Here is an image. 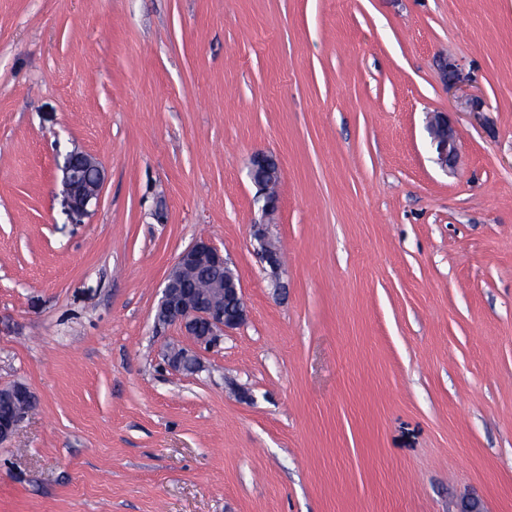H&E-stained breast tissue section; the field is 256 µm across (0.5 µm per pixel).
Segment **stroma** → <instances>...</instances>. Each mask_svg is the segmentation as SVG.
Here are the masks:
<instances>
[{
	"mask_svg": "<svg viewBox=\"0 0 512 512\" xmlns=\"http://www.w3.org/2000/svg\"><path fill=\"white\" fill-rule=\"evenodd\" d=\"M74 150L104 170L83 213ZM199 238L248 317L181 375L154 310ZM13 382L0 512H512V0H0ZM430 144L437 154V163L448 171L457 154V134L453 126L448 122L446 112H434L428 124ZM61 171L65 192L73 209L83 211L99 199L104 176L91 155L83 152L68 154ZM272 159L273 162L270 160ZM264 166L268 179L265 182H252L256 189V197L263 201L261 220L251 226V237L257 244L258 252L266 263L268 276L274 288H280L282 261L279 251L270 245L269 226L275 223L279 213L280 201L277 187L280 181V167L276 159L264 152H258L251 158V168ZM11 409L0 414V442L10 440L25 415L34 407L36 400L31 390L23 383L0 385V403Z\"/></svg>",
	"mask_w": 512,
	"mask_h": 512,
	"instance_id": "obj_1",
	"label": "stroma"
}]
</instances>
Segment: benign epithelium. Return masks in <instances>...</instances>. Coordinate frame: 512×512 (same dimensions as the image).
I'll list each match as a JSON object with an SVG mask.
<instances>
[{"instance_id": "obj_1", "label": "benign epithelium", "mask_w": 512, "mask_h": 512, "mask_svg": "<svg viewBox=\"0 0 512 512\" xmlns=\"http://www.w3.org/2000/svg\"><path fill=\"white\" fill-rule=\"evenodd\" d=\"M430 144L437 154V163L443 170L455 161L457 134L448 122V113L434 112L428 124ZM251 166H264L268 179L254 183L256 197L263 201L261 220L251 225V237L258 252L267 265L272 285L280 287L282 261L279 251L270 245L269 226L275 223L280 201L277 187L280 181L278 161L264 152L251 158ZM63 185L71 207L77 211L99 199L104 181L102 170L92 156L83 152L68 154L61 166ZM209 267L215 271L207 290L195 293L184 287L199 268ZM236 296L239 308L236 316H224V294ZM247 318L239 279L233 275L224 254L207 239H198L186 247L177 257L161 288V297L155 308V321L159 325L180 327L199 347L216 344L221 336L241 326ZM166 361L171 370L178 373H194L200 369L196 353L183 348L171 347ZM0 403L10 411L0 414V442L13 437L25 415L34 407L36 400L31 390L23 383L0 385Z\"/></svg>"}]
</instances>
